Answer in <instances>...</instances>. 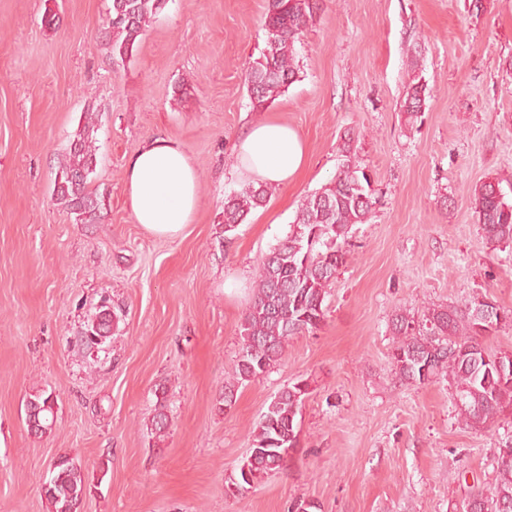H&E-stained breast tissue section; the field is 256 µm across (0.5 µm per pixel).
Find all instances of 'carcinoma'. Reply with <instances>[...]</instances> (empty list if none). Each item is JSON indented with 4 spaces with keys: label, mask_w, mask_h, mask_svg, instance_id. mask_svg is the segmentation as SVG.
Returning a JSON list of instances; mask_svg holds the SVG:
<instances>
[{
    "label": "carcinoma",
    "mask_w": 512,
    "mask_h": 512,
    "mask_svg": "<svg viewBox=\"0 0 512 512\" xmlns=\"http://www.w3.org/2000/svg\"><path fill=\"white\" fill-rule=\"evenodd\" d=\"M322 0H267L264 26L266 45L249 63L246 86L253 110L264 111L297 79L295 43L315 19ZM167 0H112L106 26L113 56L131 53L145 27L165 8ZM426 86L409 85L400 103L414 124L422 118ZM342 163L334 179L307 195L296 211L285 240L267 253L252 288L242 327V346L233 380L224 385L222 406L232 407L239 387L268 373L283 359L293 337L317 329L325 316V301L353 238L352 229L367 221L376 204L367 166L355 138L345 136L338 146ZM96 167V146L82 137L71 144L60 161L55 180L56 200L81 223L93 224L104 206L103 197L88 189ZM267 186L248 185L224 203V229L233 231L247 215L263 205ZM474 209L484 237L492 246L512 245V200L499 183L488 180L474 189ZM119 316L102 303L96 319L85 330L88 348L100 345L118 325ZM502 324H512V310L473 298L460 306L427 309L422 320L399 311L391 319L396 341L391 362L400 379L426 384L445 378L454 388L458 419L478 427L495 421L512 407V352L491 350L483 338ZM309 385L299 380L284 387L268 402L251 446L235 466L228 491L241 493L256 481L282 469L300 447L298 415ZM51 396L28 400L27 419H35L34 433L54 422ZM169 426L166 398H160L151 430ZM499 480L489 492L474 489L464 512H512V448L499 449ZM49 487L43 489L51 512H67V505L87 492L81 467L66 456L53 464Z\"/></svg>",
    "instance_id": "carcinoma-1"
}]
</instances>
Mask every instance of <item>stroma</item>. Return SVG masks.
<instances>
[{
	"mask_svg": "<svg viewBox=\"0 0 512 512\" xmlns=\"http://www.w3.org/2000/svg\"><path fill=\"white\" fill-rule=\"evenodd\" d=\"M470 3L324 0L295 44L297 81L256 112L245 74L266 45V0H168L125 59L104 44L112 0H0V512H49L42 486L64 454L89 483L77 512H461L472 489H493L512 414L466 426L447 381L402 383L389 359L396 310L484 295L512 309V247L487 244L472 197L492 178L512 197V0ZM415 79L426 106L411 124L400 101ZM265 120L297 131L307 165L225 231L224 200L245 184L234 145ZM349 133L377 202L324 320L221 409L261 260L333 178ZM85 134L89 188L106 200L95 224L53 195ZM158 137L199 175L174 237L137 224L124 194L130 157ZM104 302L120 321L92 353L83 333ZM299 379L297 454L228 492L267 402ZM37 393L55 401L40 434L26 424Z\"/></svg>",
	"mask_w": 512,
	"mask_h": 512,
	"instance_id": "1",
	"label": "stroma"
}]
</instances>
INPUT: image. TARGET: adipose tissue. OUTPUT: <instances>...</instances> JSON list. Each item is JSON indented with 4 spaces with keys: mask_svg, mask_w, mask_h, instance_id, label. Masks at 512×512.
<instances>
[{
    "mask_svg": "<svg viewBox=\"0 0 512 512\" xmlns=\"http://www.w3.org/2000/svg\"><path fill=\"white\" fill-rule=\"evenodd\" d=\"M235 156L242 178L265 185L288 182L307 161L297 132L276 121L250 126L238 139ZM124 190L136 223L154 234L173 237L193 219L199 176L179 145L157 138L129 160Z\"/></svg>",
    "mask_w": 512,
    "mask_h": 512,
    "instance_id": "ef3b65f1",
    "label": "adipose tissue"
}]
</instances>
